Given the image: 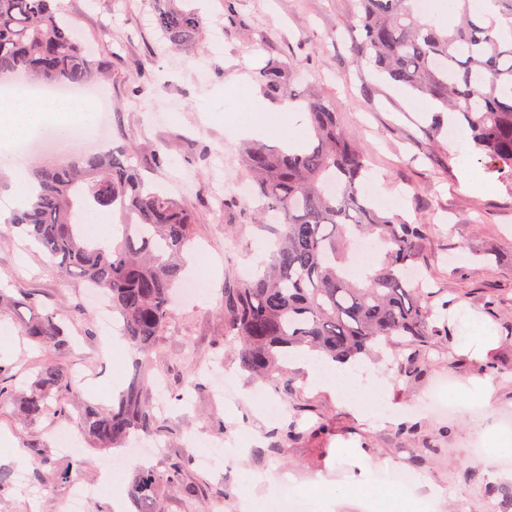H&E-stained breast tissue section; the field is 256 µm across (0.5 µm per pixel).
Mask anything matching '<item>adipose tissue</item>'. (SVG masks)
Returning <instances> with one entry per match:
<instances>
[{"instance_id":"1","label":"adipose tissue","mask_w":512,"mask_h":512,"mask_svg":"<svg viewBox=\"0 0 512 512\" xmlns=\"http://www.w3.org/2000/svg\"><path fill=\"white\" fill-rule=\"evenodd\" d=\"M55 119L53 129L61 152L70 148L69 127L72 122L92 126L94 114L86 102L54 100L41 97L0 98V149L23 138L40 133L48 119ZM353 495L381 506L382 512H425L422 499L404 495L395 487L376 488L370 481L361 480L351 489Z\"/></svg>"}]
</instances>
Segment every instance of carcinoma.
<instances>
[{"mask_svg":"<svg viewBox=\"0 0 512 512\" xmlns=\"http://www.w3.org/2000/svg\"><path fill=\"white\" fill-rule=\"evenodd\" d=\"M415 0H360L358 26L364 38L356 56L389 81L428 98L457 117V125L486 170L512 180V0H490L493 13L479 23L469 0H459L460 20L452 25L414 9ZM184 0H155L160 37L180 51L197 54L207 18ZM26 73L36 83L83 84L96 70L79 33L52 8V0H0V76ZM271 100L292 93L286 62L259 73ZM306 144L297 152L247 143L241 166L258 202L257 222L275 214V249L254 276L224 289L220 308L240 344L245 369L275 379L288 360L310 354L314 362L345 364L388 352L396 378L412 380L417 363L455 342L449 311L463 299H442L413 272L423 260L428 224L409 222L377 205L364 190L365 149L345 133L336 107L308 98ZM33 197L9 220L56 263L104 292L123 338L139 354L126 387L102 409L82 407L84 434L103 450L119 448L138 433H150L157 417L147 397L149 370L174 303L194 222L187 205L150 187L123 152L79 154L67 165L36 166ZM335 184L337 191L328 190ZM119 208L125 215L117 244L90 239L84 229L90 211ZM358 236L378 241L380 263L352 271L350 245ZM0 304L26 305L33 314L22 333L52 353L69 348L57 314L41 308L32 293L20 299L0 293ZM17 375L0 362V399L16 398L19 419L67 421L73 384L60 365L46 362L29 390H15ZM308 434L302 414L277 433L280 444ZM175 462L165 476L136 472L132 492L139 512H160L163 486L183 481Z\"/></svg>","mask_w":512,"mask_h":512,"instance_id":"1","label":"carcinoma"}]
</instances>
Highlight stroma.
Wrapping results in <instances>:
<instances>
[{"label":"stroma","mask_w":512,"mask_h":512,"mask_svg":"<svg viewBox=\"0 0 512 512\" xmlns=\"http://www.w3.org/2000/svg\"><path fill=\"white\" fill-rule=\"evenodd\" d=\"M59 14L77 27L98 75L96 86L112 105V146L127 151L152 185L185 197L196 222L193 254L206 258L212 272L206 295L178 299L159 341L153 375L165 388L154 436L140 435L131 447L162 441L164 452L153 463L156 474L191 449L213 453L212 468L190 463L186 483L194 499L176 487L164 488V512H191L206 502L211 512H239L242 477L259 483L250 512H274L269 480L290 479L300 494L333 490L319 512H369L363 502L339 492L359 475L373 477L394 464L417 477L416 495L435 498V512H491L492 505L512 507V467L487 462L484 450L499 433L498 413H512V182L485 173L475 156L448 140L449 122L425 137L438 111L430 100L387 81L355 48L362 40L358 0H234L225 15L224 0H193L210 25L203 50L185 55L159 42L152 0H55ZM273 60L285 61L298 74L300 96L335 104L341 128L370 154L368 179L376 199H395L406 219L425 214L430 222L423 243L428 279L445 298L464 296L469 317L477 318L490 341L479 354L455 344L467 361L449 365L446 355L431 354L422 377L396 381L386 364L374 365L376 391L344 393L312 387L300 360L286 364L283 376L294 381L285 394L279 381L256 382L238 357L237 342L227 336L218 308L224 291L246 278L270 227L251 223L243 208L220 202L217 164L227 161L242 176L239 154L244 142L276 144L275 135L246 130L228 134L231 115L224 105L230 93L258 91V73ZM209 69L207 82L196 77ZM27 161L9 157L0 167V287L10 295L37 294L55 310L71 333L68 350L54 359L73 377L80 401L111 406L134 371L135 352L127 342L111 348L97 311L86 301L80 280L61 275L53 259L29 245L9 226L16 205L13 177ZM491 251L492 262H476ZM26 308L0 310V361L28 381L42 359L21 332ZM199 371L203 385L192 397L177 394L188 371ZM237 381L238 401L225 409L215 390L225 373ZM451 377L449 400L460 411L437 417L419 402L440 379ZM308 405V426L323 427L312 437L281 447L272 433L282 427L292 404ZM393 409L389 421L379 406ZM415 426L412 439L401 433ZM73 452L56 448L54 419L17 421L11 401H0V512H60L73 479L95 481L104 454L80 433L78 418ZM243 441L241 454L224 450ZM81 468H74V461ZM503 488L492 496L489 486Z\"/></svg>","instance_id":"35a3bbf8"}]
</instances>
